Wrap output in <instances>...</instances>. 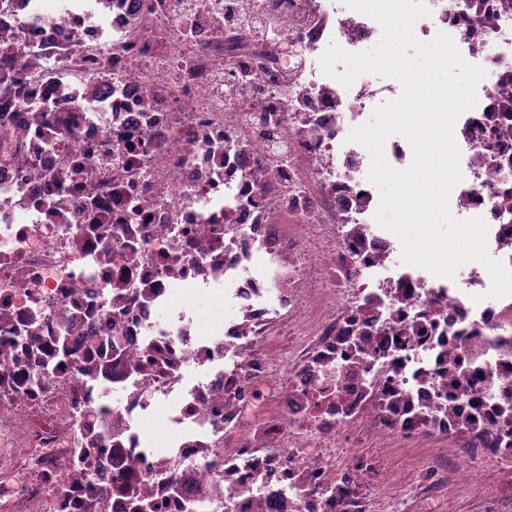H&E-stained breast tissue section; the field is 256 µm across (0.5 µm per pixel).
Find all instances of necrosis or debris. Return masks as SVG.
<instances>
[{"mask_svg": "<svg viewBox=\"0 0 512 512\" xmlns=\"http://www.w3.org/2000/svg\"><path fill=\"white\" fill-rule=\"evenodd\" d=\"M422 2L486 72L450 212L512 267V0ZM381 36L343 0H0V512H133L128 479L164 512H454L485 474L472 512H512V296L404 263L348 139L400 89L321 69ZM178 302L187 305H196L201 317V324L204 328H207L213 322L224 318V314L227 313V311L224 310V305L219 302L197 300L189 294L179 298ZM497 490V481L490 476L471 484L458 500L456 512H472L471 506L473 503L492 496Z\"/></svg>", "mask_w": 512, "mask_h": 512, "instance_id": "1", "label": "necrosis or debris"}]
</instances>
